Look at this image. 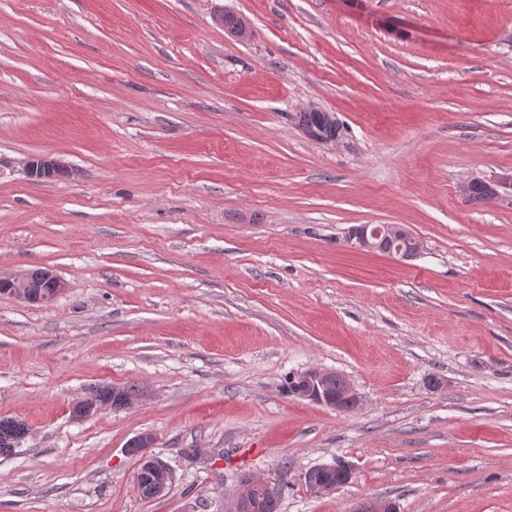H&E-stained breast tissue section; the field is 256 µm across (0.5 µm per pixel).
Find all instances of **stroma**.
<instances>
[{
	"label": "stroma",
	"instance_id": "obj_1",
	"mask_svg": "<svg viewBox=\"0 0 512 512\" xmlns=\"http://www.w3.org/2000/svg\"><path fill=\"white\" fill-rule=\"evenodd\" d=\"M510 173L512 0H0V270L67 283L0 299V418L28 428L0 512H226L245 472L280 512H512V197L462 191ZM363 224L424 250L350 248ZM311 368L359 406L290 393ZM144 432L173 476L151 499ZM336 461L351 482L311 492ZM325 113L326 112H322L321 110L311 108L306 112L300 113L298 123L300 126L304 125L307 128L315 130L320 136L327 138V140L318 136L314 131L306 129L304 132L309 138L321 142H335L338 140L336 136L342 135V129L344 127L343 125L336 126V124L328 122ZM66 166L51 156L30 159L26 163L27 175L38 181L51 182L60 177ZM48 282L51 287L49 295L36 296L35 288ZM66 290L65 281L50 267L26 270L21 273H6L0 270V298H11L29 305L35 303L51 304ZM108 388L112 389L113 396L118 397V401L116 404H113V409H127L134 404V397L126 398L123 396V390L125 396H130L134 393H137L140 389L135 384H126L124 386L119 385H107ZM108 388L104 386H95L89 389L86 398L80 399L76 401L71 408V412L74 418L76 419H85L94 414H97L103 408L109 407L110 405H97L87 398L97 399L102 402L108 401L111 399V392ZM123 388V389H122ZM153 445L154 437L148 433H143L130 441L127 445V451L134 452L140 457V464L155 476L159 494H164L171 483L172 476L168 466L149 454V448H153ZM141 465L135 474V485L139 495L148 499L158 497L153 475L144 471ZM330 469H334L336 471L335 472H327V473L323 474L322 477L325 481H329V482L335 481L336 482V472H339L342 479L346 482H348L351 479L352 469L345 463L338 461L333 464H321V465L315 466L314 468L310 469L305 474V477H304L305 482L307 483V485L311 491H313L317 494L329 493V492H332L333 490H335L339 486V485L333 486L330 484L321 483L318 480H316V477H315L316 473H319L321 471L330 470Z\"/></svg>",
	"mask_w": 512,
	"mask_h": 512
}]
</instances>
